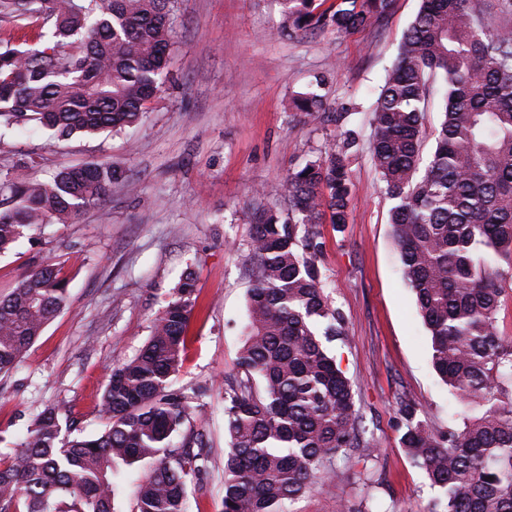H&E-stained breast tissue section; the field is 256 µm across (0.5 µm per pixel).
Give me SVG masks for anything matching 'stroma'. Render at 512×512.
<instances>
[{
    "mask_svg": "<svg viewBox=\"0 0 512 512\" xmlns=\"http://www.w3.org/2000/svg\"><path fill=\"white\" fill-rule=\"evenodd\" d=\"M420 0H394L372 28L278 37L281 0H179L172 79L134 127L58 140L46 130L0 129V166L27 161L31 179L64 166L109 162L122 173L100 204L72 224H49L0 256V296L29 271L63 266L69 304L0 375V455L9 456L36 413L55 407L72 436L102 431V395L114 365L147 342L154 318L187 272L197 301L170 387L199 390L188 425L210 450L207 474L188 487V512H223L224 383L236 372L247 321V267L255 201L287 209L281 186L343 130L360 133L351 159L348 224L321 225L320 269L348 336L327 345L350 379L362 426L376 439L370 478L338 459L331 480L287 512H428L434 492L399 445L400 398L438 429L453 424L455 396L434 372L428 331L403 280L391 202L370 160L368 108L395 62ZM313 91L327 110L311 121L284 104ZM134 182L128 192L125 182Z\"/></svg>",
    "mask_w": 512,
    "mask_h": 512,
    "instance_id": "35a3bbf8",
    "label": "stroma"
}]
</instances>
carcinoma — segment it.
I'll return each instance as SVG.
<instances>
[{
    "label": "carcinoma",
    "mask_w": 512,
    "mask_h": 512,
    "mask_svg": "<svg viewBox=\"0 0 512 512\" xmlns=\"http://www.w3.org/2000/svg\"><path fill=\"white\" fill-rule=\"evenodd\" d=\"M421 0L399 56L371 108L370 158L392 201L404 280L416 296L431 363L458 399L445 430L399 401L400 445L439 490L430 512H512V340L497 333L507 266L512 272V0ZM393 0H282L278 34L370 28ZM177 0H0V22L35 18L42 44L0 45V128L46 129L59 140L139 124L168 80ZM64 45L76 51L61 50ZM439 94L444 118L420 165L423 121ZM312 120L315 94L291 100ZM353 130L325 155L294 168L288 214L251 212L248 323L236 376L224 389L223 512H285L356 449L368 464L374 439L358 430L352 384L325 343L346 335L317 264L319 225L349 223ZM26 163L0 169V255L45 224H71L117 179L112 164L63 167L46 182ZM184 275L140 352L112 369L105 429L64 439L53 407L37 414L13 456L0 461V512H114L119 466L147 463L133 512H186L188 484L209 468L194 437L173 443L202 393L169 389L196 303ZM67 304L62 269L43 264L0 297V374L12 371Z\"/></svg>",
    "instance_id": "1"
}]
</instances>
